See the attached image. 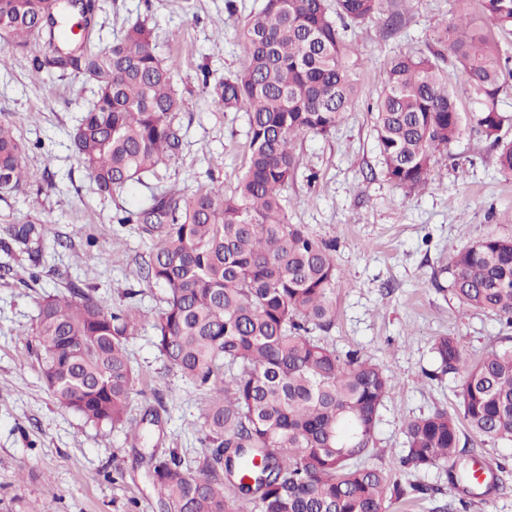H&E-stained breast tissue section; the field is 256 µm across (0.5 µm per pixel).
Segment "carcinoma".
<instances>
[{
    "label": "carcinoma",
    "mask_w": 512,
    "mask_h": 512,
    "mask_svg": "<svg viewBox=\"0 0 512 512\" xmlns=\"http://www.w3.org/2000/svg\"><path fill=\"white\" fill-rule=\"evenodd\" d=\"M382 0H263L236 29L241 67L224 78L216 103L248 120L245 170L231 192L211 185L191 196L163 192L124 210L118 224H140L157 238L145 277L166 288L152 324L167 364L209 393L198 471L172 453L150 456L148 477L163 512H388L392 502L428 488L402 482L368 463L390 391L378 362L341 356L317 337L336 319L335 245L289 222L282 192L294 181L297 138L335 130L357 95L344 31L380 11ZM492 25L512 33V0H482ZM73 12L68 0H0V41L20 51L41 43L39 68L81 73L96 99L70 133L79 164L98 194L124 191L181 146L172 118L183 100L174 64L161 59L146 20L136 19L101 50L89 34L70 40L58 29ZM437 42L467 76L480 108L460 111L444 53L392 58L371 106L384 174L412 192L431 175L437 153L474 123L512 175V118L497 109L512 70L471 20L442 28ZM28 146L0 123V181L19 192L35 174L23 165ZM50 228L42 222L0 228V248L33 260ZM460 304L512 326V238L488 236L451 257ZM131 302L110 308L76 286L39 303L36 355L54 399L94 425L129 427L140 374L127 345L140 323ZM436 377L459 379V408L406 423L401 463L449 465L448 485L467 499L489 493L456 469L465 449L463 421L483 441L512 446V337L470 359L453 336L434 340Z\"/></svg>",
    "instance_id": "obj_1"
}]
</instances>
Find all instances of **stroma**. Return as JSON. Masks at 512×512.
Wrapping results in <instances>:
<instances>
[{
    "label": "stroma",
    "mask_w": 512,
    "mask_h": 512,
    "mask_svg": "<svg viewBox=\"0 0 512 512\" xmlns=\"http://www.w3.org/2000/svg\"><path fill=\"white\" fill-rule=\"evenodd\" d=\"M91 42L106 47L131 20L146 19L157 51L176 63L174 83L185 100L174 117L179 153L143 183L100 196L78 165L69 132L94 99L83 75L35 71L39 47L20 53L0 43V121L29 146L25 163L38 175L24 192L0 195V225L39 220L50 238L41 262L0 250V512H159L145 458L173 452L198 460L206 437L208 396L172 370L153 345L149 322L163 286L139 269L153 250L137 224H117L124 209L172 191L190 195L210 184L232 189L247 156L244 112L215 106L213 89L241 65L235 29L262 0H99ZM402 15L390 31L373 16L348 30L358 95L336 130L298 138L296 178L284 192L290 223L333 242L336 322L320 338L337 353L357 351L379 362L391 379L380 410L372 465L428 488L427 495L392 503L389 512H438L448 500V470L404 467L407 421L459 406L458 382L434 368L436 337L454 336L479 358L507 328L489 313L462 307L448 271L454 251L490 236H512V176L475 130H466L435 163L427 184L405 193L388 183L376 149L369 108L390 59L436 48L438 30L460 18L482 20L480 0H388ZM93 289L111 307L132 289L147 316L128 342L143 374L131 418L142 434L96 426L57 404L30 346L38 303L69 284ZM499 478V488L467 512H512V447L469 437Z\"/></svg>",
    "instance_id": "obj_1"
}]
</instances>
